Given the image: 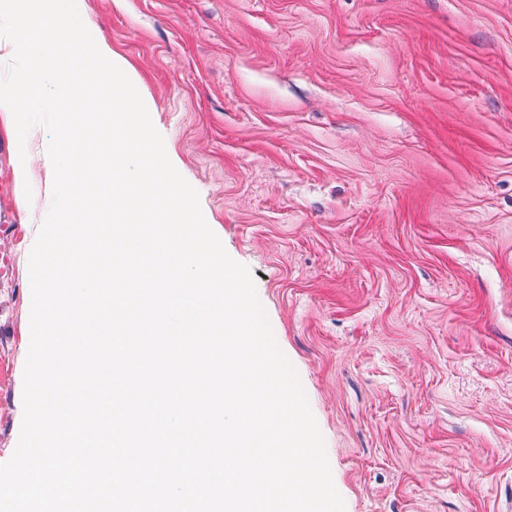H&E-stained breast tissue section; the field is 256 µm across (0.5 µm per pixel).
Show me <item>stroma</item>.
<instances>
[{
    "instance_id": "obj_1",
    "label": "stroma",
    "mask_w": 512,
    "mask_h": 512,
    "mask_svg": "<svg viewBox=\"0 0 512 512\" xmlns=\"http://www.w3.org/2000/svg\"><path fill=\"white\" fill-rule=\"evenodd\" d=\"M246 265L346 512H512V0H76ZM0 112V463L49 134Z\"/></svg>"
}]
</instances>
